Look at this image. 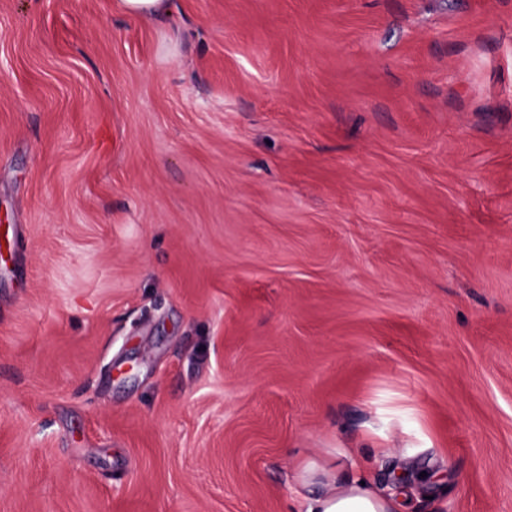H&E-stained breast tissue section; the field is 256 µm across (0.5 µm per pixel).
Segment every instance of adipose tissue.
I'll use <instances>...</instances> for the list:
<instances>
[{"mask_svg": "<svg viewBox=\"0 0 512 512\" xmlns=\"http://www.w3.org/2000/svg\"><path fill=\"white\" fill-rule=\"evenodd\" d=\"M293 480L303 488L302 512H401L395 495L379 490L352 449L340 448L330 463L302 461Z\"/></svg>", "mask_w": 512, "mask_h": 512, "instance_id": "obj_1", "label": "adipose tissue"}]
</instances>
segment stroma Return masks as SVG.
<instances>
[{
  "instance_id": "1",
  "label": "stroma",
  "mask_w": 512,
  "mask_h": 512,
  "mask_svg": "<svg viewBox=\"0 0 512 512\" xmlns=\"http://www.w3.org/2000/svg\"><path fill=\"white\" fill-rule=\"evenodd\" d=\"M174 4L0 0V512H512V0ZM121 10L130 17L156 19L172 17L173 0H119ZM332 457L329 464L305 459L297 469L293 480L307 491L300 512H401V500L379 490L351 448Z\"/></svg>"
}]
</instances>
